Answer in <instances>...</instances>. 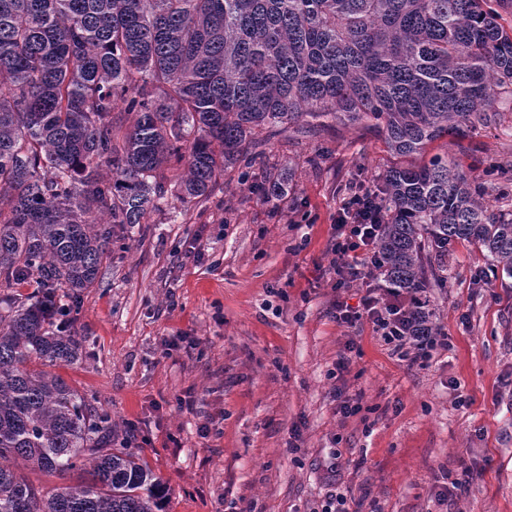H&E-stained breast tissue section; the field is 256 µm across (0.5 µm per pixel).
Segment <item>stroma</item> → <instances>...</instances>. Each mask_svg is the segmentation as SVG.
Masks as SVG:
<instances>
[{"instance_id": "stroma-1", "label": "stroma", "mask_w": 512, "mask_h": 512, "mask_svg": "<svg viewBox=\"0 0 512 512\" xmlns=\"http://www.w3.org/2000/svg\"><path fill=\"white\" fill-rule=\"evenodd\" d=\"M497 120L428 154L470 176L512 166V98ZM205 201L169 198L81 293L80 359L59 372L161 477L164 512H512V278H481L476 246L451 245L446 287L428 290L446 346L426 368L391 357L370 324H337L327 246L348 187L397 157L369 122L292 126L262 143ZM286 191L268 196L269 182ZM351 363L337 372L340 355ZM358 403L350 417L341 400ZM468 486L441 496L460 461Z\"/></svg>"}]
</instances>
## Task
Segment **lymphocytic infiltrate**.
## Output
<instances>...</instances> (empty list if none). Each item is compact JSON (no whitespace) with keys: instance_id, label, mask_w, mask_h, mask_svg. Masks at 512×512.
<instances>
[{"instance_id":"f902f5d3","label":"lymphocytic infiltrate","mask_w":512,"mask_h":512,"mask_svg":"<svg viewBox=\"0 0 512 512\" xmlns=\"http://www.w3.org/2000/svg\"><path fill=\"white\" fill-rule=\"evenodd\" d=\"M382 203L371 193L344 199L336 214L335 233L329 245L330 265L336 274V288L364 282L367 289L359 308L336 302L333 317L337 323L355 325L365 320L389 346L393 355L408 365L426 366L438 340L433 336H414L407 318L422 303L421 296L390 288H372L368 282L378 268L374 243L382 219Z\"/></svg>"}]
</instances>
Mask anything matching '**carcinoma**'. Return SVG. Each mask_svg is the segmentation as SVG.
Returning <instances> with one entry per match:
<instances>
[{
	"instance_id": "cac0c4a2",
	"label": "carcinoma",
	"mask_w": 512,
	"mask_h": 512,
	"mask_svg": "<svg viewBox=\"0 0 512 512\" xmlns=\"http://www.w3.org/2000/svg\"><path fill=\"white\" fill-rule=\"evenodd\" d=\"M512 0H0V512H163L165 485L112 416L59 374L82 339L72 298L94 287L109 224L207 199L256 136L369 120L417 157L496 121L512 97ZM132 116L127 125L122 114ZM108 169L110 178L103 176ZM446 155L394 166L377 187L389 288L448 280V246L485 250L512 278V210ZM32 287L27 294L13 287ZM432 313L409 315L432 336ZM78 485L44 490L19 463Z\"/></svg>"
}]
</instances>
